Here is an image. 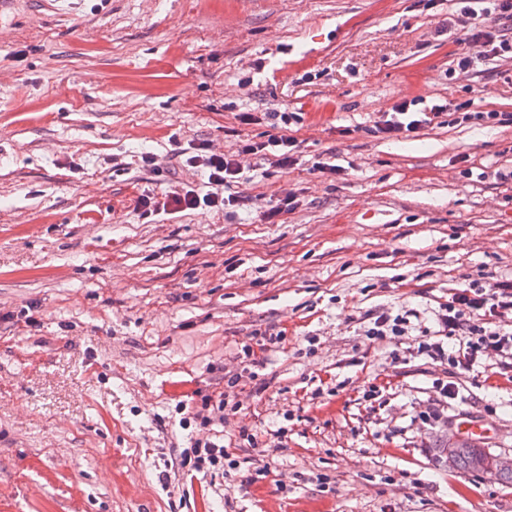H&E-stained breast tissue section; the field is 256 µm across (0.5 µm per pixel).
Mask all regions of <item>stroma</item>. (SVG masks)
<instances>
[{"mask_svg": "<svg viewBox=\"0 0 512 512\" xmlns=\"http://www.w3.org/2000/svg\"><path fill=\"white\" fill-rule=\"evenodd\" d=\"M458 0H6L0 7V512H512V484L449 469L461 416L512 452V365L453 373L372 313L512 275V127L362 128L402 100L512 112V58L456 71ZM299 163L245 170L230 214L145 216L185 156L281 135ZM239 112H260L242 125ZM156 154L159 170L142 166ZM330 159L329 176L315 161ZM296 192L279 223L259 219ZM266 391L224 419L268 466L186 482L198 393L260 332ZM452 384L454 396L440 394ZM439 420L423 423L424 411ZM261 433L249 447L241 429Z\"/></svg>", "mask_w": 512, "mask_h": 512, "instance_id": "1", "label": "stroma"}]
</instances>
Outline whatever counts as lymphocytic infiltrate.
Instances as JSON below:
<instances>
[{
	"instance_id": "obj_1",
	"label": "lymphocytic infiltrate",
	"mask_w": 512,
	"mask_h": 512,
	"mask_svg": "<svg viewBox=\"0 0 512 512\" xmlns=\"http://www.w3.org/2000/svg\"><path fill=\"white\" fill-rule=\"evenodd\" d=\"M479 7H467L461 22L470 23L466 39L461 40L456 53L460 71L473 69L477 61L495 58L512 50V40L505 37L498 21L512 22V0H479ZM449 104L432 105L429 111L414 112L408 101L394 104L391 111L382 113L366 132L381 138H408L422 129L433 126L449 112ZM296 139L283 134L264 141L242 142L235 151L215 153L208 146H200L196 155L186 160L187 167H205L208 170L209 192L201 194L187 183L176 184L165 201L154 204L156 212L174 215L202 207L226 210L235 206V197L224 190L235 183L245 169L247 160L255 159L269 166L288 169L296 165ZM512 316V278L501 279L490 285L473 282L455 289L446 303L440 304L433 328L423 329L419 351L433 360L448 363L455 370L469 373L480 362L492 355L512 357V329L502 326V319ZM455 341L452 348H444L442 337ZM228 467L243 481H250V469L230 459L223 438L211 435L188 438L180 453L183 475L190 478L208 476L214 470Z\"/></svg>"
}]
</instances>
